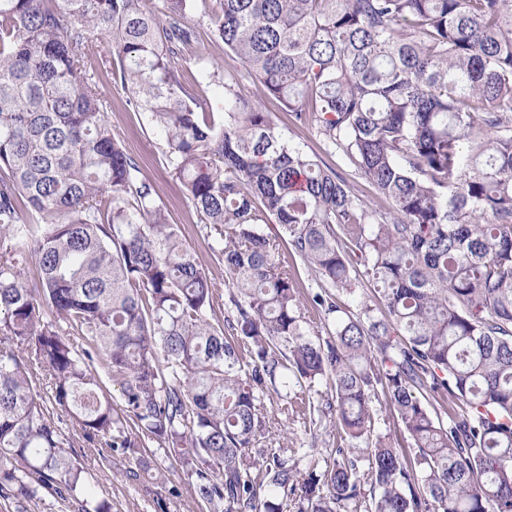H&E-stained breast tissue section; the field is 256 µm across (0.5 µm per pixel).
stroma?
Returning <instances> with one entry per match:
<instances>
[{"label":"stroma","instance_id":"stroma-1","mask_svg":"<svg viewBox=\"0 0 512 512\" xmlns=\"http://www.w3.org/2000/svg\"><path fill=\"white\" fill-rule=\"evenodd\" d=\"M211 10V4L206 0L189 17L190 24L196 27L198 34L197 56L186 63L190 90L207 100L216 119H223L224 91L221 86L210 82L205 73L206 67L212 65L223 68L239 79L243 92L263 110L276 113L281 132L290 144L323 158L347 177L359 197L367 201L375 200L373 187L352 172L341 153H327L315 130L293 127L287 113L279 111L275 101L263 96L257 81L214 37L209 17ZM100 92L111 105L108 119L113 133L120 138L128 154L139 163L143 174L155 183L172 223L180 226L186 244L195 253L201 267L216 284H223L224 265L211 252L207 229L187 199L181 183L167 169L161 134L149 123L145 113L129 109L126 90L114 83L111 75L103 76ZM79 459L90 471L99 496L111 499L113 512H200V505L180 466L166 458L163 452L158 451L150 456L149 469L137 484L123 477L125 463L120 458H113L108 463L97 453L84 450L80 452Z\"/></svg>","mask_w":512,"mask_h":512}]
</instances>
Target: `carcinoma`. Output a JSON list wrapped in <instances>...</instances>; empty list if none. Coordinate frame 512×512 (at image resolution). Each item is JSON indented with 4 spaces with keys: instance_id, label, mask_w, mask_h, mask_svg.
I'll return each instance as SVG.
<instances>
[{
    "instance_id": "1",
    "label": "carcinoma",
    "mask_w": 512,
    "mask_h": 512,
    "mask_svg": "<svg viewBox=\"0 0 512 512\" xmlns=\"http://www.w3.org/2000/svg\"><path fill=\"white\" fill-rule=\"evenodd\" d=\"M216 2L263 95L380 203L221 69L211 119L184 79L194 0H0V495L112 512L75 448L137 480L155 444L202 512H512V0ZM106 71L209 227L221 324L112 133ZM369 283L376 303L345 309ZM297 422L334 427L324 470L302 469Z\"/></svg>"
}]
</instances>
